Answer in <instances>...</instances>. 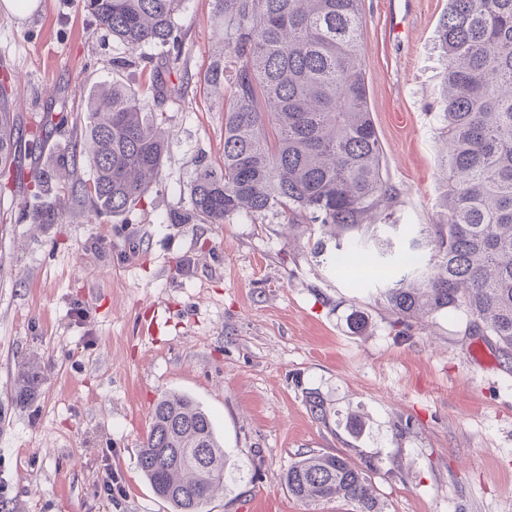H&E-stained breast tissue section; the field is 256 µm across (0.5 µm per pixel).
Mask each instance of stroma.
Segmentation results:
<instances>
[{"instance_id":"1","label":"stroma","mask_w":512,"mask_h":512,"mask_svg":"<svg viewBox=\"0 0 512 512\" xmlns=\"http://www.w3.org/2000/svg\"><path fill=\"white\" fill-rule=\"evenodd\" d=\"M448 0H361L369 107L395 188L394 224H441L445 184L435 46ZM182 47L127 48L81 8L0 11V75L13 109L49 133L41 168L70 155L85 102L115 80L149 86L168 58L182 92L157 104L169 131L159 182L129 212L64 197L32 224L23 179L0 203V512H172L137 456L165 392L212 416L235 476L211 512H305L283 475L300 453L379 457L386 512H512V361L456 312L397 334L376 290L400 275L365 253L334 270L284 214L174 224L199 162L224 160V107L203 82L217 45L213 0H185ZM127 59L121 70L112 61ZM360 310L364 332L346 317ZM319 392L329 425L312 419ZM111 468V493L100 488Z\"/></svg>"}]
</instances>
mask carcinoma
<instances>
[{
	"instance_id": "carcinoma-1",
	"label": "carcinoma",
	"mask_w": 512,
	"mask_h": 512,
	"mask_svg": "<svg viewBox=\"0 0 512 512\" xmlns=\"http://www.w3.org/2000/svg\"><path fill=\"white\" fill-rule=\"evenodd\" d=\"M184 0H81L82 9L131 50L182 43ZM223 37L203 76L225 87L224 161L196 169L190 209L172 218L222 224L233 215L280 209L305 227L311 251L326 238L369 250L388 266L401 225L374 214L395 195L383 176V150L368 106L361 60L359 0H214ZM436 44L445 62L442 159L447 190L444 224L409 228V261L379 299L393 326L452 310L464 333L491 336L512 359V0H448ZM10 79L0 80V195L21 180L22 157L53 126L44 113L28 132L10 111ZM176 88L159 79L139 93L117 81L87 101L86 123L72 155L34 172L38 182L63 178L85 158L92 181L81 192L112 214L128 211L159 178L169 137L146 98ZM57 205L28 212L32 224H56ZM312 417L329 426L327 407L308 396ZM305 453L283 482L303 504L339 500L349 512H384L371 475L379 460ZM138 466L155 495L174 512H207L224 490L228 459L211 416L190 396L162 395L151 415Z\"/></svg>"
}]
</instances>
